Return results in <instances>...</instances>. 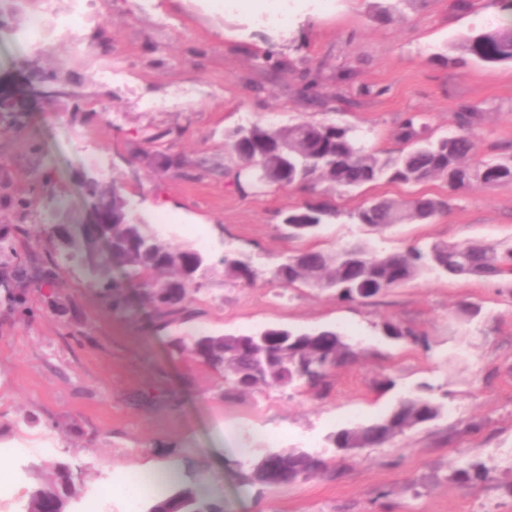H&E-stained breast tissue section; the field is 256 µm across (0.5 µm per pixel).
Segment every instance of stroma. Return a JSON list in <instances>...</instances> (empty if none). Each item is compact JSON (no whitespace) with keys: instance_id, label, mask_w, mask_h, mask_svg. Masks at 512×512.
Instances as JSON below:
<instances>
[{"instance_id":"35a3bbf8","label":"stroma","mask_w":512,"mask_h":512,"mask_svg":"<svg viewBox=\"0 0 512 512\" xmlns=\"http://www.w3.org/2000/svg\"><path fill=\"white\" fill-rule=\"evenodd\" d=\"M34 5L0 0L14 32L0 37V84L16 90L41 69L69 61L87 100L56 99L52 109L18 94L15 113L0 112V233L17 222L13 204L33 205L15 237L17 257L0 263V512H23L55 461L80 472L72 512H144L128 499L124 476L165 474L176 465L200 474L199 494L224 512H512V283L426 272L365 303L304 286L282 287L272 267L300 249L330 250L359 238L377 251L432 242L512 245V185L472 182L448 213L384 233L349 222L348 212L376 197L446 193L443 181L417 186L381 182L357 191L270 187L240 193L224 158L227 131L253 122L349 126L383 157L404 148L398 128L423 114L433 136L457 131V115L480 112L482 154L512 146V64L453 62L462 36L499 27L497 0H263L245 11L239 0H98L81 23L85 50L55 33L47 51L18 46ZM118 64L124 78L106 85L96 73ZM317 80L326 96L299 95ZM155 149L181 156L183 169L148 165ZM100 161H90L86 143ZM118 185L146 224L164 215V241L204 247L211 271L187 314L155 326L148 312L109 309L97 286L74 264L53 284L40 278L58 244L51 222L85 218L84 177ZM317 200L339 217L316 236L292 239L283 212ZM250 256L261 276L229 284L221 259ZM38 309L22 319L6 290ZM478 314L464 318L463 305ZM412 327L410 345L383 336L384 322ZM270 326L338 329L357 355L335 369L330 389L238 392L225 374L173 345L175 337L253 334ZM426 391L440 416L393 443L347 455L327 436L387 413L410 392ZM302 448L324 470L287 486L260 488L239 477L242 464L269 446ZM493 467L490 482L457 483L449 460Z\"/></svg>"}]
</instances>
